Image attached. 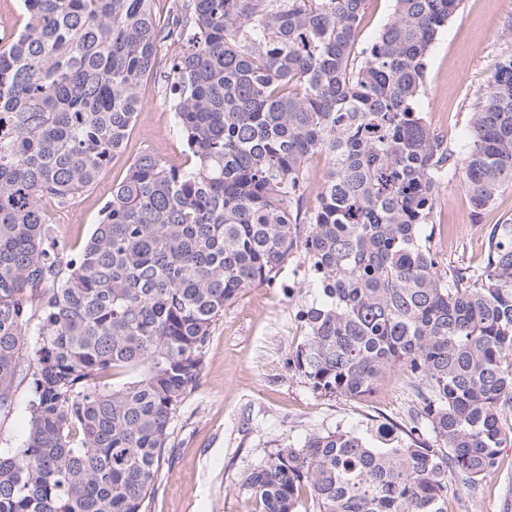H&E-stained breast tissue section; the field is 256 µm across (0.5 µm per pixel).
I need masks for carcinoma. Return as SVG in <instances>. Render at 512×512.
<instances>
[{
	"mask_svg": "<svg viewBox=\"0 0 512 512\" xmlns=\"http://www.w3.org/2000/svg\"><path fill=\"white\" fill-rule=\"evenodd\" d=\"M368 0H23L0 46V420L30 387L31 427L0 448V512H146L201 349L241 290L292 262L318 297L292 363L313 391L364 401L406 368L403 431L341 427L275 449L243 485L265 512H448V475L498 464L512 409V224L451 276L423 236L438 186L475 208L512 182V56L471 107L461 154L419 98L462 0H393L355 51ZM191 167L140 156L79 249L40 200L90 187L143 110L157 45ZM330 168L307 206V163ZM132 374L120 386L105 379ZM309 495L302 511V490Z\"/></svg>",
	"mask_w": 512,
	"mask_h": 512,
	"instance_id": "1",
	"label": "carcinoma"
}]
</instances>
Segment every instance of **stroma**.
Here are the masks:
<instances>
[{
    "label": "stroma",
    "instance_id": "1",
    "mask_svg": "<svg viewBox=\"0 0 512 512\" xmlns=\"http://www.w3.org/2000/svg\"><path fill=\"white\" fill-rule=\"evenodd\" d=\"M174 50L167 42L158 48L154 70L140 86L144 108L126 148L67 204L51 198L44 203L52 233L66 248L84 244L113 186L138 156L150 152L167 165H184V141L159 79ZM511 54L512 0H463L431 47L420 104L448 148L465 147L471 103ZM507 222H512V183L477 211L461 175L447 174L436 194L434 221L425 227L441 272L480 264L493 225ZM303 279V266L291 264L271 284L244 289L225 307L202 350L199 381L171 422L163 484L147 512H264L242 477L275 448L338 427L408 423L414 380L405 368L390 370L362 402L320 395L290 368L306 339L298 313L316 295L303 287ZM448 512H512V439L477 486H451Z\"/></svg>",
    "mask_w": 512,
    "mask_h": 512
}]
</instances>
